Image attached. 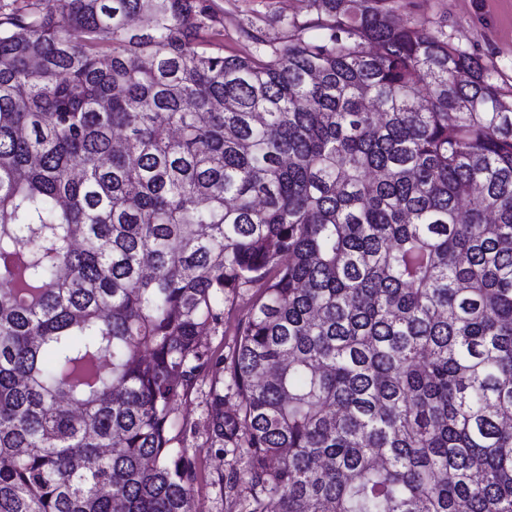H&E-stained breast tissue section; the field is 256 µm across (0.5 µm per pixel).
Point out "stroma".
<instances>
[{
  "mask_svg": "<svg viewBox=\"0 0 512 512\" xmlns=\"http://www.w3.org/2000/svg\"><path fill=\"white\" fill-rule=\"evenodd\" d=\"M215 11L224 16L222 36L204 32V39H218L225 55H244L253 47L239 32L245 23L262 28L268 38L279 37L284 20L310 19L308 0H211ZM401 19L415 18L432 28L443 30L449 42L471 54L491 71L503 90H512V0H412L397 9ZM246 295L233 293L224 304V323L211 328L205 341L214 355L232 351L239 319L247 309ZM208 384H201L191 403L180 406L178 414L192 428L186 446L195 456L198 480L195 485L196 512H240L239 502L245 489L220 491L218 474L242 469L245 458L241 450L227 449L215 453L207 439L206 394Z\"/></svg>",
  "mask_w": 512,
  "mask_h": 512,
  "instance_id": "stroma-1",
  "label": "stroma"
}]
</instances>
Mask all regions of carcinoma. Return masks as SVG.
<instances>
[{
  "label": "carcinoma",
  "mask_w": 512,
  "mask_h": 512,
  "mask_svg": "<svg viewBox=\"0 0 512 512\" xmlns=\"http://www.w3.org/2000/svg\"><path fill=\"white\" fill-rule=\"evenodd\" d=\"M389 3L0 0V512H194L210 374L241 512H512V94ZM210 4L224 15L223 36H214L211 31H204L202 36L223 45L226 56L253 51L251 43L239 32L240 24L253 23L273 40L281 35L282 20L295 18L302 22L312 17L307 0H211ZM254 289L243 295V291L239 293H229V298L224 302V325L211 327L205 341L209 349L215 356H224V362L232 351L236 336L235 329L237 322L242 318L248 307L247 299Z\"/></svg>",
  "instance_id": "1"
}]
</instances>
